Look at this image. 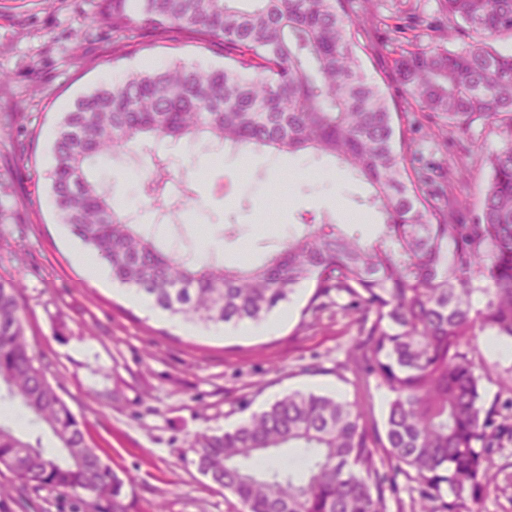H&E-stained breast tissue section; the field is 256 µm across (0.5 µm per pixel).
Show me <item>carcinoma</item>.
Here are the masks:
<instances>
[{
	"label": "carcinoma",
	"instance_id": "obj_1",
	"mask_svg": "<svg viewBox=\"0 0 512 512\" xmlns=\"http://www.w3.org/2000/svg\"><path fill=\"white\" fill-rule=\"evenodd\" d=\"M101 0L90 17L120 48L145 30H173L224 44L221 67L172 62L132 71L78 98L58 122L50 188L62 223L103 259L113 281L152 307L204 326L259 322L314 284L304 313L318 315L331 290L344 293L357 337L347 351L352 401L293 392L232 430L190 441L198 471L229 491L240 512H385L389 478L379 448L417 484L414 512H460L483 490L502 427L483 402L475 357L480 336L512 340V0H440L472 41L446 36L394 50V71L419 111L443 125L498 122L508 137L488 157L481 212L413 165L416 149L388 100L363 73L366 21L348 0ZM206 141L223 153L311 151L371 188L361 206L378 213L373 232L301 212L294 233L260 265H203L160 246L93 173L124 157L147 162V211L175 224L199 197L193 176H174L163 144ZM19 285L0 279V388L47 428L62 454L0 425V466L36 490L81 491L126 512L123 481L85 439L83 422L48 381L24 333ZM387 389L385 434L370 423V378ZM455 499L444 501L442 485Z\"/></svg>",
	"mask_w": 512,
	"mask_h": 512
}]
</instances>
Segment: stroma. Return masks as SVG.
I'll use <instances>...</instances> for the list:
<instances>
[{"label":"stroma","mask_w":512,"mask_h":512,"mask_svg":"<svg viewBox=\"0 0 512 512\" xmlns=\"http://www.w3.org/2000/svg\"><path fill=\"white\" fill-rule=\"evenodd\" d=\"M100 0H0V278L20 283L25 334L48 380L83 421L85 438L123 480L127 512H236V499L200 474L190 446L203 430L243 423L294 392L354 397L346 351L356 329L341 310L347 295L327 297L319 318L303 317L312 288L271 313L269 332L235 326L188 327L138 305L110 277L90 281L78 254L84 246L61 224L48 174L52 140L63 112L93 88L126 70L181 61L220 65L224 48L173 32L143 33L121 60L112 58V31L90 24ZM376 13L362 53L367 76L399 112L422 161L448 177L449 194L467 199L476 218L490 169L504 144L500 126L478 121L427 138L429 119L392 76L393 50L429 42L446 28L439 0H354ZM175 171L201 181L189 221L152 231L161 244L199 260L209 255L258 264L291 234L298 213L328 212L349 223L367 186L332 159L311 153H234L216 157L200 143L167 149ZM102 173L126 209L142 211L145 168L118 161ZM237 225L227 238L224 225ZM0 512H85L78 493L35 490L0 466ZM462 512H512V435L492 458L490 481Z\"/></svg>","instance_id":"stroma-1"}]
</instances>
